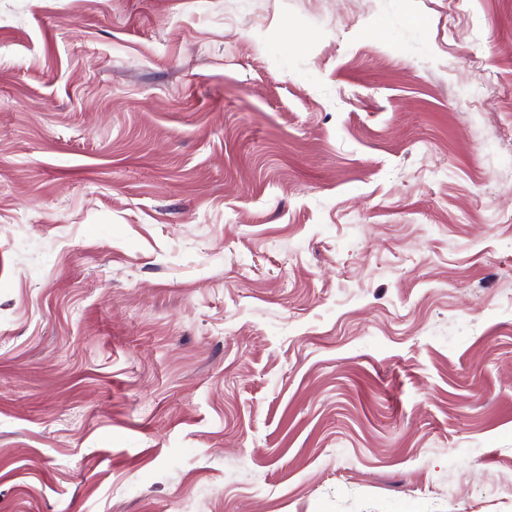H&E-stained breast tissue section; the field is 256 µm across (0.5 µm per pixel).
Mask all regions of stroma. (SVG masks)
<instances>
[{
    "mask_svg": "<svg viewBox=\"0 0 512 512\" xmlns=\"http://www.w3.org/2000/svg\"><path fill=\"white\" fill-rule=\"evenodd\" d=\"M0 512H512V0H0Z\"/></svg>",
    "mask_w": 512,
    "mask_h": 512,
    "instance_id": "1",
    "label": "stroma"
}]
</instances>
